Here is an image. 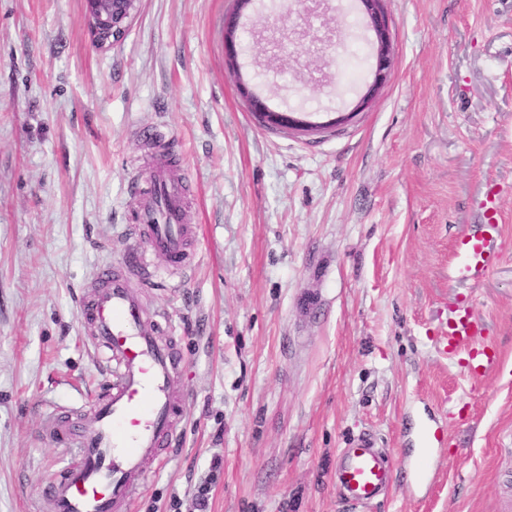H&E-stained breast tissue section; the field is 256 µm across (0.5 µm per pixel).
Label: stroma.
I'll list each match as a JSON object with an SVG mask.
<instances>
[{
    "instance_id": "obj_1",
    "label": "stroma",
    "mask_w": 512,
    "mask_h": 512,
    "mask_svg": "<svg viewBox=\"0 0 512 512\" xmlns=\"http://www.w3.org/2000/svg\"><path fill=\"white\" fill-rule=\"evenodd\" d=\"M323 0L312 31L370 43L357 12ZM284 0H143L108 50L84 0H0V512H39L31 493L66 451L51 411L92 418L103 352L79 320L98 264L135 222L132 179L168 133L196 228L185 266L132 271L148 318L183 365L174 451L148 463L133 512H342L336 462L366 432L397 471L365 512H504L512 504V0H383L393 64L369 108L307 42L274 54L261 34ZM245 30L241 73L274 111L320 130L259 122L229 74L224 23ZM498 187L494 268L455 279V245L478 233ZM316 296L313 310L301 303ZM482 320L497 366L479 382L442 356L448 319ZM430 408L448 431L427 488L403 436Z\"/></svg>"
}]
</instances>
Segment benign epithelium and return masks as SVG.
Segmentation results:
<instances>
[{
    "instance_id": "benign-epithelium-1",
    "label": "benign epithelium",
    "mask_w": 512,
    "mask_h": 512,
    "mask_svg": "<svg viewBox=\"0 0 512 512\" xmlns=\"http://www.w3.org/2000/svg\"><path fill=\"white\" fill-rule=\"evenodd\" d=\"M88 32L91 42L98 49H109L123 40L138 13L141 0H85ZM361 11L374 34L375 69L372 83L359 98L354 111L369 106L377 90L382 87L391 68V41L382 6V0H359ZM308 35L301 24L276 27L269 30V39L279 48L295 43ZM224 46L227 59L235 62L238 57V20L230 19L224 27ZM242 93L252 109L267 116L270 123L288 128H313L315 124L296 115L294 111H272L265 102L240 83Z\"/></svg>"
}]
</instances>
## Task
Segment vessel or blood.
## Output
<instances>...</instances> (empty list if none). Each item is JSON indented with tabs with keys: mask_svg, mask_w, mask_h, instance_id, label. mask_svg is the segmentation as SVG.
<instances>
[{
	"mask_svg": "<svg viewBox=\"0 0 512 512\" xmlns=\"http://www.w3.org/2000/svg\"><path fill=\"white\" fill-rule=\"evenodd\" d=\"M149 185L137 200L140 234L119 262L98 266L96 289L80 301L79 316L91 320L98 343L108 353L109 384L93 412V424L82 427L54 413L50 430L68 455L59 474L39 486L34 495L45 512H128L145 481L146 460L162 459L183 411L185 394L176 393L173 374L180 364L173 346L161 340L144 314L140 298L122 269L144 267L153 254L183 264L195 229L186 222L185 188L157 158ZM456 278H479L492 265L485 236L464 239ZM482 326L469 310L448 321L441 347L449 358L467 353L465 375L484 378L497 364L478 338ZM342 498L363 507L391 488L393 467L376 449L371 436L355 439L336 467Z\"/></svg>",
	"mask_w": 512,
	"mask_h": 512,
	"instance_id": "vessel-or-blood-1",
	"label": "vessel or blood"
}]
</instances>
